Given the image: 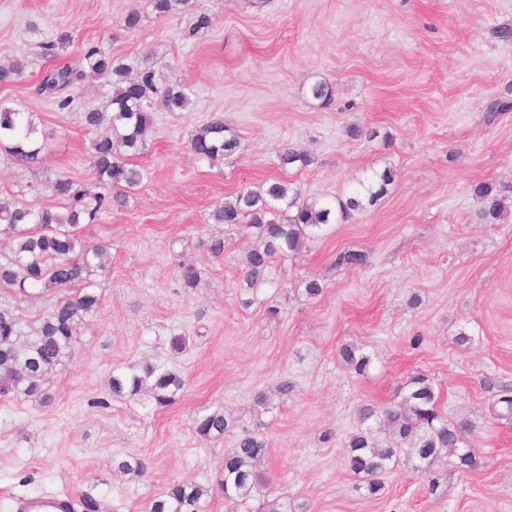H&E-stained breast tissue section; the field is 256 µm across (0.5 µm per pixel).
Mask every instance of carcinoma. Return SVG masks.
<instances>
[{"instance_id": "1", "label": "carcinoma", "mask_w": 512, "mask_h": 512, "mask_svg": "<svg viewBox=\"0 0 512 512\" xmlns=\"http://www.w3.org/2000/svg\"><path fill=\"white\" fill-rule=\"evenodd\" d=\"M159 17L192 8L191 0H150ZM88 71L105 76L112 84V96L106 109L88 108L82 123L95 133L92 161L99 191L89 194L74 187L71 179L54 181V194L66 201L62 210L36 207L18 200L0 202V236L11 244L12 256L0 261V287L16 288L25 293L29 288L65 287L76 293L57 299L49 313L42 317L33 336L21 340V319L7 308L0 307V395L13 394L27 398H47L44 385L61 358L69 354L80 326L95 314L100 297L92 290V278L105 270L104 244H81L78 230L83 225L97 224L101 216L113 208L127 204V193L137 187L142 174L130 159L147 150V137L152 125L151 112L161 104L171 112L187 110L192 105L193 89L188 85L158 84L156 71L142 69L130 76V69L121 59L97 47L84 55ZM24 61L0 67V85L8 86L22 74ZM85 77V71L68 66L49 68L36 87V93L55 100L57 108L70 107L69 91ZM310 96L326 105L333 91L327 81L309 87ZM54 132L42 127L31 112H21L0 105V155L26 168H40L48 152ZM190 150L201 161L214 164L238 152L241 142L228 133L224 120H213L197 129L189 140ZM281 167L306 168L315 158L305 152L286 148L277 155ZM394 181V172L385 168L372 173L366 183L344 198L330 201L320 197L303 199L287 181H274L257 190H240L224 205L215 209L209 220L214 224H244L255 231L256 240L242 261L243 286L253 290L266 281L273 260L278 256H297L305 248V240L328 224L346 221L351 213L376 206ZM473 195L481 204V214L492 220H504L512 211L489 183H479ZM367 254L353 249L336 253L338 267L356 268L365 265ZM182 284L194 288L200 271L191 264L175 261ZM342 360L362 375L370 364L368 357L357 354L352 344L339 350ZM185 384L181 374L167 365L146 363L139 368L112 375V395L134 398L148 393L156 406L168 407ZM439 392L433 381L424 375L410 378L402 400L377 409L366 405L359 415L366 421L379 418L396 440L420 462L417 470L426 474L443 455L456 457V467L470 470L477 465L473 449L462 447L465 434L473 429L468 421H450L439 412ZM234 423L221 409L198 413L193 417L197 435L209 438L222 435ZM269 442L258 433L243 432L234 447L224 454V469L218 488L228 502L244 501L252 493L268 485L260 470L268 455ZM347 464L351 472L364 479L367 490L375 495L383 488L380 477L396 456L394 447L382 448L370 433L349 436ZM117 469L124 474L142 477L147 463L139 457L121 460ZM208 489L196 483H175L152 501L150 512H200L199 503Z\"/></svg>"}]
</instances>
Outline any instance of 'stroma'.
<instances>
[{
    "label": "stroma",
    "mask_w": 512,
    "mask_h": 512,
    "mask_svg": "<svg viewBox=\"0 0 512 512\" xmlns=\"http://www.w3.org/2000/svg\"><path fill=\"white\" fill-rule=\"evenodd\" d=\"M213 18L188 34L191 12L160 18L149 0H0V64L26 59L22 75L0 86V103L40 116L55 133L44 166L29 171L0 157V201L19 187L41 207H59L51 182L71 178L94 189L92 134L81 123L104 108L107 80L87 77L71 108L35 93L50 67L83 65L97 45L132 68L158 66L161 83L194 88L185 112L155 109L149 148L133 157L143 178L125 207L80 231L109 245V269L97 276L101 299L74 348L50 375L48 401L0 396V506L16 498L84 493L108 512H148L175 482L210 490L202 512H264L268 497L237 503L217 490L224 452L242 430L269 441L262 466L272 497L288 512H512V420L490 414L498 388L512 384V220L483 219L471 187L480 182L512 201V110L489 115L496 98L512 100V0H196ZM137 10L128 30L123 18ZM60 32L71 41L53 60L40 42ZM333 87L323 106L308 94ZM223 119L241 149L217 165L188 148L191 134ZM377 130L353 140L349 125ZM312 155L307 168H281L279 150ZM393 169L380 204L311 235L297 256L277 259L256 289L240 286L244 226L209 223L211 211L240 189L286 180L303 196L345 198L372 172ZM223 236L215 258L200 245ZM344 248L366 264H333ZM201 272L183 287L172 260ZM318 278L319 296L305 285ZM57 291L0 288V307L23 328L44 316ZM469 343L459 344V334ZM186 349L173 355L174 337ZM356 344L371 359L365 374L338 352ZM164 363L186 385L160 408L147 396L113 397L112 373ZM429 377L440 410L471 420L468 447L479 464L462 471L444 458L431 476L399 455L371 495L347 467L348 438L363 429L361 405L390 406L410 377ZM294 389L287 400L275 390ZM267 406L254 402L259 392ZM221 407L234 429L195 434L191 418ZM335 434L332 443L321 440ZM131 456L148 476L116 473Z\"/></svg>",
    "instance_id": "1"
}]
</instances>
